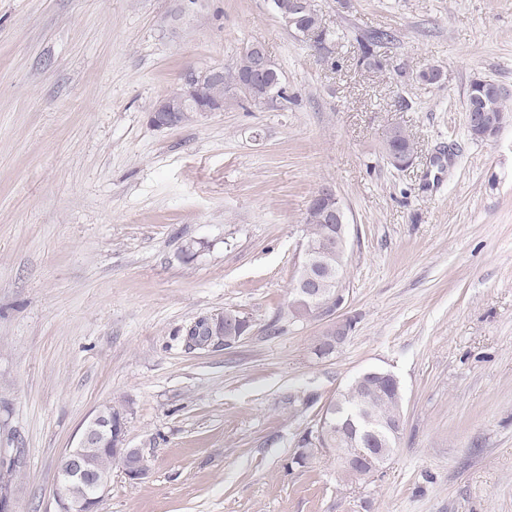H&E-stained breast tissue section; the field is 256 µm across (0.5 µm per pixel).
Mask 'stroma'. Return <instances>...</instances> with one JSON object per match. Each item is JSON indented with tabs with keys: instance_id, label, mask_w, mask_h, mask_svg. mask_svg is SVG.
<instances>
[{
	"instance_id": "stroma-1",
	"label": "stroma",
	"mask_w": 512,
	"mask_h": 512,
	"mask_svg": "<svg viewBox=\"0 0 512 512\" xmlns=\"http://www.w3.org/2000/svg\"><path fill=\"white\" fill-rule=\"evenodd\" d=\"M338 39L271 0H0V448L13 512H53L98 405L123 404L149 474L113 468L99 512H512V117L471 138L473 80L512 88V0H315ZM383 66L359 65L371 31ZM264 45L285 109L245 98L150 121L186 71ZM442 80L428 84L422 71ZM418 153L389 164V128ZM351 224L345 345L285 315L322 186ZM250 333L190 349L202 318ZM399 379V447L339 478L291 462L355 375ZM272 1L275 5V13L282 25L287 30L290 26L294 32L302 35V40L309 42L311 47L323 49L328 41H332L333 31L324 26L323 18L317 9L297 15L292 9L293 1L297 0Z\"/></svg>"
}]
</instances>
